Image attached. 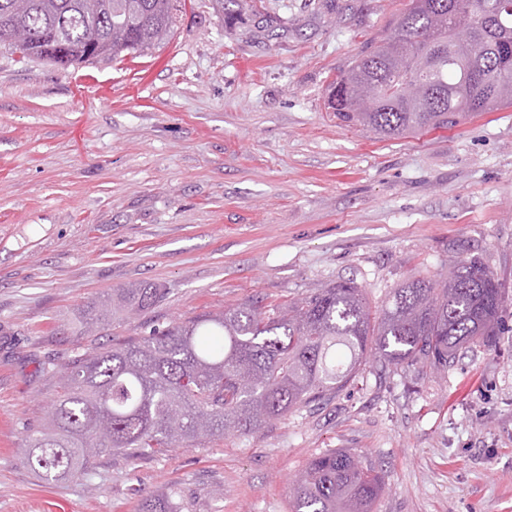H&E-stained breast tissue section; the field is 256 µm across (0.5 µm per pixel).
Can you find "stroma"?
Listing matches in <instances>:
<instances>
[{
    "mask_svg": "<svg viewBox=\"0 0 512 512\" xmlns=\"http://www.w3.org/2000/svg\"><path fill=\"white\" fill-rule=\"evenodd\" d=\"M408 0H184L148 55L63 69L0 49V512H291L315 456L381 465L373 512H512V107L382 138L326 89ZM479 257L508 297L493 347L442 371L367 369L262 430L42 483L25 439L43 370L172 320L285 305L343 279L372 309ZM163 289L91 333L112 289Z\"/></svg>",
    "mask_w": 512,
    "mask_h": 512,
    "instance_id": "stroma-1",
    "label": "stroma"
}]
</instances>
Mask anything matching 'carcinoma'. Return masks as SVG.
Returning a JSON list of instances; mask_svg holds the SVG:
<instances>
[{"instance_id": "cac0c4a2", "label": "carcinoma", "mask_w": 512, "mask_h": 512, "mask_svg": "<svg viewBox=\"0 0 512 512\" xmlns=\"http://www.w3.org/2000/svg\"><path fill=\"white\" fill-rule=\"evenodd\" d=\"M512 0H409L390 32L328 86L344 126L380 137L456 127L512 107ZM179 0H0V46L59 66L144 55L174 29ZM470 26L454 42L448 15ZM25 28L30 37L13 40ZM149 284L114 288L84 323L108 327L153 308ZM505 292L482 262H454L435 282L408 280L379 311L354 281L286 304L230 307L75 355L58 368L49 421L26 437L27 462L48 484L104 457L162 456L203 437L258 431L342 388L370 364L441 370L462 350L492 347ZM384 471L346 451L314 457L291 491L292 512H372ZM138 512H175L166 496Z\"/></svg>"}]
</instances>
